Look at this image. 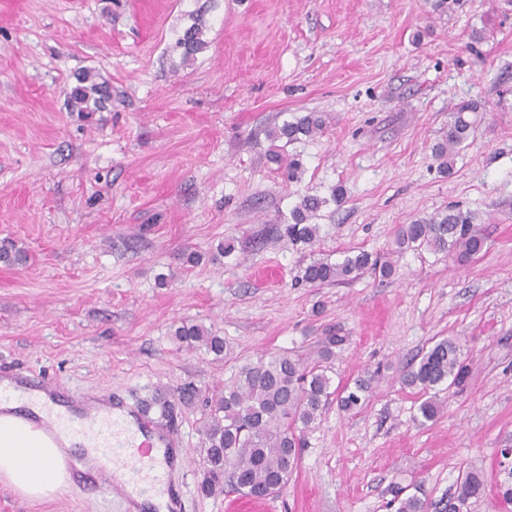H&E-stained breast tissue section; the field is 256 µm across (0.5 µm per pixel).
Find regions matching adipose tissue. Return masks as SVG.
Masks as SVG:
<instances>
[{
    "instance_id": "ef3b65f1",
    "label": "adipose tissue",
    "mask_w": 512,
    "mask_h": 512,
    "mask_svg": "<svg viewBox=\"0 0 512 512\" xmlns=\"http://www.w3.org/2000/svg\"><path fill=\"white\" fill-rule=\"evenodd\" d=\"M12 388L11 381L0 382V476L26 497L54 496L67 483L69 450L79 439L64 435L58 442L49 441L44 430L53 427L57 404L36 398L29 409L43 424L34 426L19 417L16 403L8 399Z\"/></svg>"
}]
</instances>
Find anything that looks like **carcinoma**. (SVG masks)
<instances>
[{
	"label": "carcinoma",
	"mask_w": 512,
	"mask_h": 512,
	"mask_svg": "<svg viewBox=\"0 0 512 512\" xmlns=\"http://www.w3.org/2000/svg\"><path fill=\"white\" fill-rule=\"evenodd\" d=\"M202 35V21L197 18L176 39L175 48L181 50L182 62L194 61L206 48ZM67 101L80 112H100L106 108L109 95L96 74L87 71L76 77ZM479 110L477 102L467 100L448 112V129L432 147L434 157L447 171L453 169L454 156L469 146L480 122ZM326 128L324 113L308 112L268 127L265 135L273 144L280 140L288 144L304 138L312 140ZM272 159L285 164L288 180H301L303 169L299 159H285L277 150L273 151ZM343 202L344 191L340 186L331 188L327 197L301 196L289 211L284 234L294 245H314L320 227L313 220L323 208ZM393 244L397 253L410 248L428 250L452 255L458 263L465 264L485 250L487 237L476 213L450 207L446 213L399 225ZM26 259V251L14 241L0 242L1 263L21 265ZM367 273L388 279L394 274V265L378 254L360 250L345 256L341 262L311 261L303 269L302 281L313 286L339 284ZM175 337L188 345L201 343L217 356L224 353V339L197 325L179 327ZM342 342L341 336L324 337L317 358L312 361L286 352L246 362L224 382V389L212 394L210 412L202 426L201 452L205 464L204 478L199 485L202 494L222 492L227 484L232 492L245 498L254 499L263 493L269 497L276 495L298 465L304 430L315 423L331 398H337L345 412L365 408L372 378L358 379L350 390L340 392L332 387L330 361L335 356L334 348ZM469 374L458 339L444 337L434 341L419 360L406 364L399 379L403 387L425 396L420 413L424 419L431 420L439 410V394L453 388L463 389ZM481 488L479 473L471 469L460 479L450 499L441 505L431 501L419 486L407 496L403 495L402 487L396 486L392 492L396 512H469L470 500L479 497Z\"/></svg>",
	"instance_id": "1"
}]
</instances>
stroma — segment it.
Returning a JSON list of instances; mask_svg holds the SVG:
<instances>
[{"mask_svg":"<svg viewBox=\"0 0 512 512\" xmlns=\"http://www.w3.org/2000/svg\"><path fill=\"white\" fill-rule=\"evenodd\" d=\"M435 3L0 0V240L29 253L0 263V367L84 398L163 392L190 455L167 475L178 512H395L392 486L438 501L470 468L471 512H512V0ZM196 15L207 46L186 65L172 45ZM85 70L112 93L89 117L67 106ZM463 100L483 116L446 175L432 146ZM308 112L331 125L285 146L304 164L290 182L263 129ZM334 185L346 201L314 246L267 240ZM452 205L479 214L480 259L407 251L388 280L301 283L311 260L386 253L398 225ZM185 323L222 336L223 358L179 343ZM329 331L334 385L377 375L366 407H325L277 497L200 495L205 397L261 356L316 357ZM436 336L459 339L471 376L423 423L399 375ZM0 512L126 510L74 477L42 500L0 479Z\"/></svg>","mask_w":512,"mask_h":512,"instance_id":"35a3bbf8","label":"stroma"}]
</instances>
